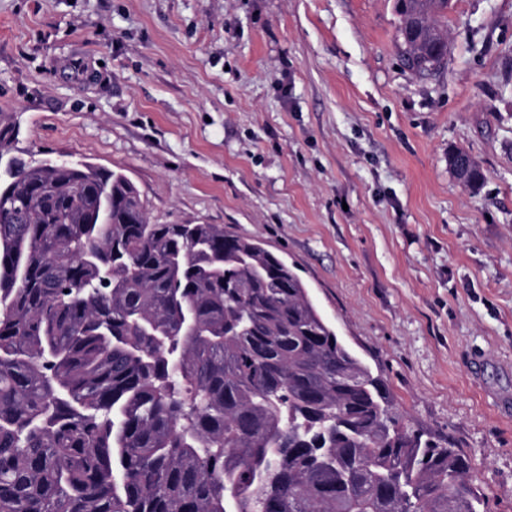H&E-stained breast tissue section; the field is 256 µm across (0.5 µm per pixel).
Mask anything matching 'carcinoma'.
<instances>
[{
	"label": "carcinoma",
	"instance_id": "obj_1",
	"mask_svg": "<svg viewBox=\"0 0 512 512\" xmlns=\"http://www.w3.org/2000/svg\"><path fill=\"white\" fill-rule=\"evenodd\" d=\"M419 76L451 0H397ZM0 129V512H480L286 261L153 224L125 174L10 155ZM479 189L476 159L461 173Z\"/></svg>",
	"mask_w": 512,
	"mask_h": 512
}]
</instances>
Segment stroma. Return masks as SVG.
<instances>
[{
	"label": "stroma",
	"mask_w": 512,
	"mask_h": 512,
	"mask_svg": "<svg viewBox=\"0 0 512 512\" xmlns=\"http://www.w3.org/2000/svg\"><path fill=\"white\" fill-rule=\"evenodd\" d=\"M398 22L396 0H0V126L24 160L125 173L152 223L264 243L512 512V0H452L427 78ZM460 152L458 149L448 150V169L452 174H456L457 180L462 182V185L471 189H479L485 182L486 175L480 165V163L468 154L471 165L464 173H460L457 167V159Z\"/></svg>",
	"instance_id": "obj_1"
}]
</instances>
